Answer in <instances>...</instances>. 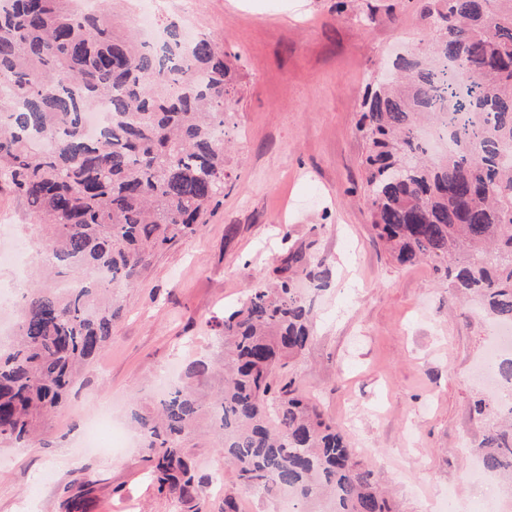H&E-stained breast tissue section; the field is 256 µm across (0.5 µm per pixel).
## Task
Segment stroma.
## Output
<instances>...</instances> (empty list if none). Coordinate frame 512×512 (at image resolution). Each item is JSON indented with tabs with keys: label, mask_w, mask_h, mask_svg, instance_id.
<instances>
[{
	"label": "stroma",
	"mask_w": 512,
	"mask_h": 512,
	"mask_svg": "<svg viewBox=\"0 0 512 512\" xmlns=\"http://www.w3.org/2000/svg\"><path fill=\"white\" fill-rule=\"evenodd\" d=\"M154 0L157 22L210 37L238 54L237 90L227 102L224 199L202 231L157 253L123 292L112 339L45 422L40 443L0 447V512H60L62 499L93 482L90 512H181L147 476V449L122 458L89 450L85 431L110 406L126 436L132 412L152 408L160 370L184 375L220 354L225 308L260 280H275L300 250L323 288L297 285L312 310L313 339L285 369L350 438L386 488L393 512H448L447 499L476 505L470 479L485 421L476 399L496 395L476 377L496 325L474 303L440 286L433 261L404 267L369 220L364 95L387 58L426 51L430 0ZM24 202L0 187V250L34 238ZM200 476L224 471L239 512H286L280 493L254 495L224 464L213 433L184 442Z\"/></svg>",
	"instance_id": "obj_1"
}]
</instances>
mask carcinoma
Returning <instances> with one entry per match:
<instances>
[{
  "instance_id": "cac0c4a2",
  "label": "carcinoma",
  "mask_w": 512,
  "mask_h": 512,
  "mask_svg": "<svg viewBox=\"0 0 512 512\" xmlns=\"http://www.w3.org/2000/svg\"><path fill=\"white\" fill-rule=\"evenodd\" d=\"M112 0L86 13L75 0H0V183L41 220L35 274L73 281L22 295L18 332L0 351V446L26 448L40 423L112 337L114 286L203 226L224 197L226 102L237 55L207 37L158 44L118 35ZM430 56H398L396 77L363 102L360 129L372 226L402 266L438 262L441 281L512 323V0H432ZM112 112L95 137L85 114ZM438 127L448 154L423 137ZM110 274L88 281L87 271ZM220 385L205 400L190 384L134 414L160 494L198 497L202 478L183 441L204 420L224 463L253 492L286 490L335 512H391L372 469L336 424L290 380L285 358L312 339V317L285 277L251 288L221 323ZM479 443L485 471L512 481V405ZM84 494L62 512H88Z\"/></svg>"
}]
</instances>
